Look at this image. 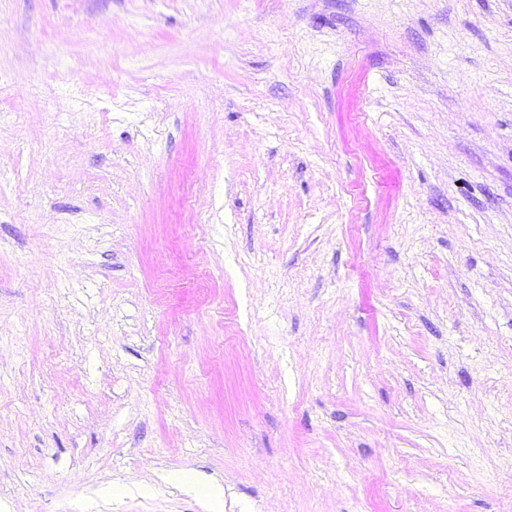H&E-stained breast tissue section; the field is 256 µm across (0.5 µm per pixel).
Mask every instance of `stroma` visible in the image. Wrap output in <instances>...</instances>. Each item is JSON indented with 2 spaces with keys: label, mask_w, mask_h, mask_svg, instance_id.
<instances>
[{
  "label": "stroma",
  "mask_w": 512,
  "mask_h": 512,
  "mask_svg": "<svg viewBox=\"0 0 512 512\" xmlns=\"http://www.w3.org/2000/svg\"><path fill=\"white\" fill-rule=\"evenodd\" d=\"M0 512H512V0H0Z\"/></svg>",
  "instance_id": "35a3bbf8"
}]
</instances>
